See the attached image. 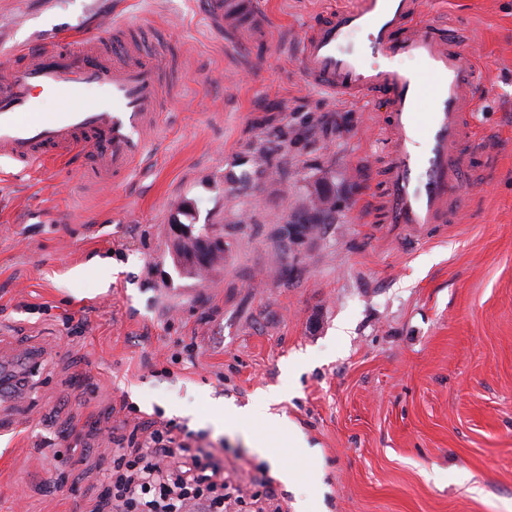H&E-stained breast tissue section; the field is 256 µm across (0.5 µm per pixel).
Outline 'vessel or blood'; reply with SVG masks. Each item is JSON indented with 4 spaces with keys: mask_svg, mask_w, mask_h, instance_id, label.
<instances>
[{
    "mask_svg": "<svg viewBox=\"0 0 512 512\" xmlns=\"http://www.w3.org/2000/svg\"><path fill=\"white\" fill-rule=\"evenodd\" d=\"M215 28L235 37L253 0H201ZM130 26L102 48L94 31L31 39L0 66V161L27 172L72 160L84 175L110 182L128 174L149 121L163 111L167 55L136 53ZM413 68L400 67L401 59ZM307 86L359 104L383 101L388 161L381 221L452 223L466 200L478 75L469 50L422 14V0H352L316 24L300 46ZM63 101L53 116L36 112V94Z\"/></svg>",
    "mask_w": 512,
    "mask_h": 512,
    "instance_id": "vessel-or-blood-1",
    "label": "vessel or blood"
}]
</instances>
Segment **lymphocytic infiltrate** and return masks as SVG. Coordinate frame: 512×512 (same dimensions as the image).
Instances as JSON below:
<instances>
[{"label": "lymphocytic infiltrate", "mask_w": 512, "mask_h": 512, "mask_svg": "<svg viewBox=\"0 0 512 512\" xmlns=\"http://www.w3.org/2000/svg\"><path fill=\"white\" fill-rule=\"evenodd\" d=\"M114 512H224L233 497L223 465L194 447L191 435L177 436L169 421L130 433L127 444L112 451Z\"/></svg>", "instance_id": "obj_1"}]
</instances>
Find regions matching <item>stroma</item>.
I'll list each match as a JSON object with an SVG mask.
<instances>
[{
	"label": "stroma",
	"instance_id": "35a3bbf8",
	"mask_svg": "<svg viewBox=\"0 0 512 512\" xmlns=\"http://www.w3.org/2000/svg\"><path fill=\"white\" fill-rule=\"evenodd\" d=\"M259 2L264 26L233 43L198 0H0L1 29L31 17L0 58L32 29L72 33L110 11L177 58L180 90L147 131L145 166L111 186L0 165V364L30 374L0 399V512H92L134 417L184 426L251 493L274 473L269 429L208 417L272 389L320 465L284 451L297 474L274 483L284 512H512V0L424 5L475 39L492 93L469 154L479 187L459 223L423 229L364 222L385 114L306 87L296 66L298 41L343 0ZM317 188L332 211L288 237ZM185 204L224 239L200 277L171 258ZM95 258L120 267L109 288Z\"/></svg>",
	"mask_w": 512,
	"mask_h": 512
}]
</instances>
